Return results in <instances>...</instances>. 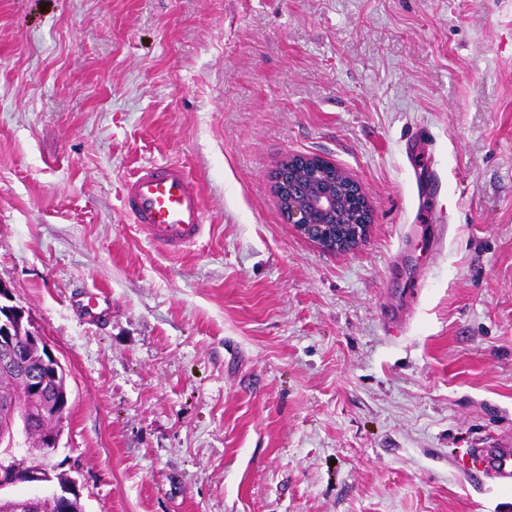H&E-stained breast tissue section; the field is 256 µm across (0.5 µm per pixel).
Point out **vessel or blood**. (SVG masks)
<instances>
[{
  "label": "vessel or blood",
  "mask_w": 512,
  "mask_h": 512,
  "mask_svg": "<svg viewBox=\"0 0 512 512\" xmlns=\"http://www.w3.org/2000/svg\"><path fill=\"white\" fill-rule=\"evenodd\" d=\"M126 207L147 241L158 251L181 254L204 234L197 183L177 164L140 168L124 187ZM489 471L512 476V448H480Z\"/></svg>",
  "instance_id": "1"
}]
</instances>
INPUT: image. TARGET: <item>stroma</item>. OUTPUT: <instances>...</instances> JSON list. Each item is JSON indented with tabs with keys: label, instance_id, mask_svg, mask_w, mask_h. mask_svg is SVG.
Listing matches in <instances>:
<instances>
[{
	"label": "stroma",
	"instance_id": "obj_1",
	"mask_svg": "<svg viewBox=\"0 0 512 512\" xmlns=\"http://www.w3.org/2000/svg\"><path fill=\"white\" fill-rule=\"evenodd\" d=\"M362 185L347 253L276 165ZM197 182L170 257L123 202ZM0 279L67 371L84 512H512V0H0ZM282 220L329 252H349L366 239L372 210L348 171L316 155L285 158L272 175ZM124 191L134 223L158 251L182 254L204 235L200 191L182 166L142 167ZM475 452L480 465L485 463L489 471L507 478L512 476V448H476Z\"/></svg>",
	"mask_w": 512,
	"mask_h": 512
}]
</instances>
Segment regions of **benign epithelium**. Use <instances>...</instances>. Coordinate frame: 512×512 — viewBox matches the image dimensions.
Here are the masks:
<instances>
[{
    "mask_svg": "<svg viewBox=\"0 0 512 512\" xmlns=\"http://www.w3.org/2000/svg\"><path fill=\"white\" fill-rule=\"evenodd\" d=\"M272 188L282 220L322 249L349 252L365 241L372 210L361 184L345 169L316 155L289 156L273 172ZM31 351L37 352L39 371L26 376L28 392L0 409V491L51 481L49 474L16 459L15 449L27 446L29 433L47 417L53 425L42 433L41 450L58 447L69 409L68 391L55 389L47 396V379L59 381L63 366L29 313L16 304L10 286L0 279V370L19 369ZM76 492V482L69 480L42 497L0 495V512H33L45 497L65 507Z\"/></svg>",
    "mask_w": 512,
    "mask_h": 512,
    "instance_id": "7a95c632",
    "label": "benign epithelium"
}]
</instances>
